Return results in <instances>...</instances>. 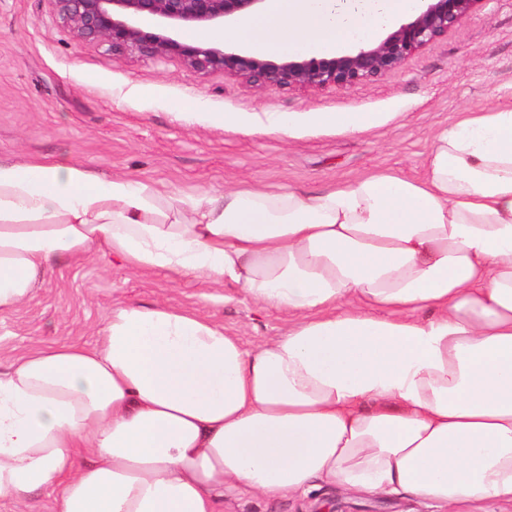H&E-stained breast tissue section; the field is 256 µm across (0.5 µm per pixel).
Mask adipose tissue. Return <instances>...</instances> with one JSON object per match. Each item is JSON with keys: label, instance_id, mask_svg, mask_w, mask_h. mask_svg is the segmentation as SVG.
Instances as JSON below:
<instances>
[{"label": "adipose tissue", "instance_id": "adipose-tissue-1", "mask_svg": "<svg viewBox=\"0 0 512 512\" xmlns=\"http://www.w3.org/2000/svg\"><path fill=\"white\" fill-rule=\"evenodd\" d=\"M421 0H265L225 40L339 54ZM369 112L308 129L363 133ZM239 285L287 314L242 347L209 317L113 309L95 347L0 371V500L56 512H225L325 484L436 512L512 503V107L434 135L415 180L183 196L80 164L0 159V312L78 260Z\"/></svg>", "mask_w": 512, "mask_h": 512}]
</instances>
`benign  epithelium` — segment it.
I'll return each mask as SVG.
<instances>
[{"mask_svg": "<svg viewBox=\"0 0 512 512\" xmlns=\"http://www.w3.org/2000/svg\"><path fill=\"white\" fill-rule=\"evenodd\" d=\"M73 37L114 54L180 59L198 73L222 71L259 90L349 88L401 68L409 57L463 26L485 0H423L422 10L379 41L331 56L259 58L214 41L188 43L187 26L220 28L265 0H51ZM153 24L144 26L141 19Z\"/></svg>", "mask_w": 512, "mask_h": 512, "instance_id": "obj_1", "label": "benign epithelium"}]
</instances>
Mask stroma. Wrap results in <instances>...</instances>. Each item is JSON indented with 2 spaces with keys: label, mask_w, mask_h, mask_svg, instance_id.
I'll list each match as a JSON object with an SVG mask.
<instances>
[{
  "label": "stroma",
  "mask_w": 512,
  "mask_h": 512,
  "mask_svg": "<svg viewBox=\"0 0 512 512\" xmlns=\"http://www.w3.org/2000/svg\"><path fill=\"white\" fill-rule=\"evenodd\" d=\"M188 105L177 116L175 104ZM512 105V0H484L462 29L432 42L384 76L350 88L259 90L179 59L153 62L77 41L50 0H0V157L80 161L104 176L151 180L185 195L243 187L311 191L395 171L416 179L433 136L469 112ZM249 123L281 114L376 112L360 134L299 130L232 133L210 117ZM162 302L223 323L252 349L281 335L287 317L242 288L162 270L86 259L47 274L16 310L0 313V368L48 344L91 346L113 308ZM227 512H435L415 497H360L331 487L276 504L245 496Z\"/></svg>",
  "instance_id": "obj_1"
}]
</instances>
